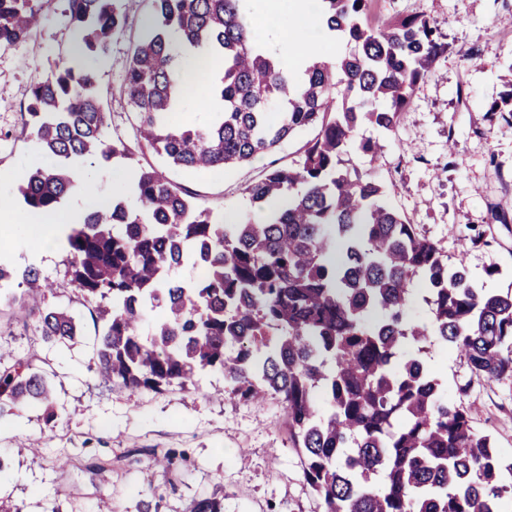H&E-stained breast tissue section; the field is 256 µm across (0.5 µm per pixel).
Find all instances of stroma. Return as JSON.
I'll return each mask as SVG.
<instances>
[{
    "label": "stroma",
    "mask_w": 512,
    "mask_h": 512,
    "mask_svg": "<svg viewBox=\"0 0 512 512\" xmlns=\"http://www.w3.org/2000/svg\"><path fill=\"white\" fill-rule=\"evenodd\" d=\"M128 16L100 66L98 93L108 114L109 136L122 139L140 165L153 167L187 189L199 208L217 215L243 213V189L271 166L292 167L317 131L295 133L271 152L225 171L192 173L138 144L134 111L123 92L124 67L152 11L151 0H120ZM290 0L277 15L263 0H251L255 36L284 51L291 22ZM65 0H51L42 24L25 41L0 49V197L12 196L21 178L51 166L29 134L21 130L32 85L68 57L72 31ZM425 13L446 50L414 88L394 132L365 126L360 136L379 139L377 158L351 154L353 167L386 188L387 200L417 230L433 240L449 262L464 261L471 276L495 291L512 289V113L489 106L512 90V0H372L365 17L376 27L394 17ZM120 163L84 162L81 178L93 192L71 199L86 211L111 200L119 188ZM17 270L33 267L54 284L45 305L63 308L81 330L75 341H43L34 319H20L28 298L23 280L0 298V364L29 358L55 387L54 420L44 406L31 405L0 416V512H190L194 500L224 491V512H322L303 478L288 417L277 396L262 404L232 399L218 372L200 376L195 387L130 392L104 384L96 370L98 328L93 303L75 289L64 249L28 243L25 227L12 224L0 237ZM426 359L468 409L474 428L512 451V379L471 374L449 349ZM466 393H458L460 385ZM175 451L173 467H153L155 453Z\"/></svg>",
    "instance_id": "stroma-1"
}]
</instances>
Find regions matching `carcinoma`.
Listing matches in <instances>:
<instances>
[{"instance_id": "1", "label": "carcinoma", "mask_w": 512, "mask_h": 512, "mask_svg": "<svg viewBox=\"0 0 512 512\" xmlns=\"http://www.w3.org/2000/svg\"><path fill=\"white\" fill-rule=\"evenodd\" d=\"M80 53L37 81L22 131L54 160L18 186L22 205L54 212L77 165L133 160L106 137L95 62L125 25L118 0H66ZM152 22L130 51L124 86L143 145L198 174L222 171L317 127L297 166L272 168L244 188L249 213L233 221L201 210L153 168L139 167L126 194L94 208L66 236L68 273L102 321L100 374L131 391L184 389L205 371L224 374L233 397L281 398L303 476L323 512H501L512 472L467 408L444 398L423 354L454 351L477 377L512 378V292L478 286L464 262L395 211L383 185L350 171L343 155L359 128L391 132L417 83L442 50L423 12L376 29L370 0H319L329 30L355 45L297 76L252 35L250 0H153ZM46 0H0V48L28 37ZM198 54L208 93L221 102L203 124L178 122L184 52ZM136 200L132 205L126 199ZM282 201L271 208L273 199ZM204 269L189 281L172 272ZM20 277L34 295L53 287L38 270L0 262V283ZM426 290L432 322L408 313L413 280ZM164 310L146 338L144 307ZM44 341H72L67 313L36 304ZM322 391V402L314 397ZM51 388L31 362L0 365L4 406L50 411ZM192 512H224L217 492Z\"/></svg>"}]
</instances>
